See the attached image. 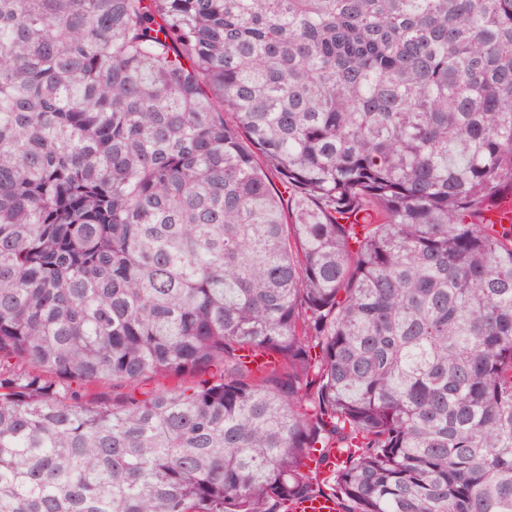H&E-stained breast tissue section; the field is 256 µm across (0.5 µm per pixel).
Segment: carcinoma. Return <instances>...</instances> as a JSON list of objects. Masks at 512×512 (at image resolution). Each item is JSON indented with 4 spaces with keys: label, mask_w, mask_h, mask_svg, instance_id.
<instances>
[{
    "label": "carcinoma",
    "mask_w": 512,
    "mask_h": 512,
    "mask_svg": "<svg viewBox=\"0 0 512 512\" xmlns=\"http://www.w3.org/2000/svg\"><path fill=\"white\" fill-rule=\"evenodd\" d=\"M511 195L512 0H0V512H512ZM290 512H340L339 502L331 497L313 495L296 499L289 504Z\"/></svg>",
    "instance_id": "1"
}]
</instances>
